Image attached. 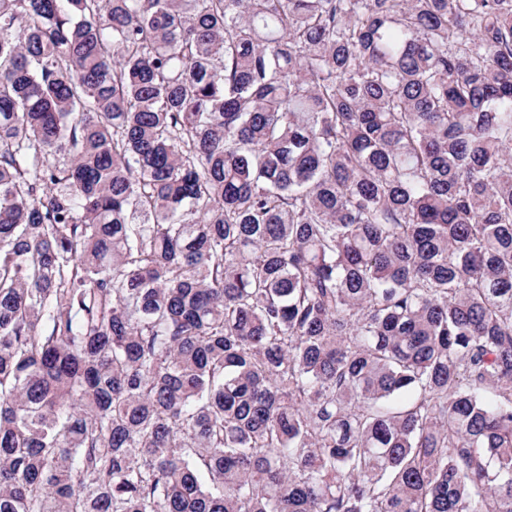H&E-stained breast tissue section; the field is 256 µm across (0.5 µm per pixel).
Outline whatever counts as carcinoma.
Instances as JSON below:
<instances>
[{
	"label": "carcinoma",
	"mask_w": 512,
	"mask_h": 512,
	"mask_svg": "<svg viewBox=\"0 0 512 512\" xmlns=\"http://www.w3.org/2000/svg\"><path fill=\"white\" fill-rule=\"evenodd\" d=\"M0 512H512V0H0Z\"/></svg>",
	"instance_id": "carcinoma-1"
}]
</instances>
